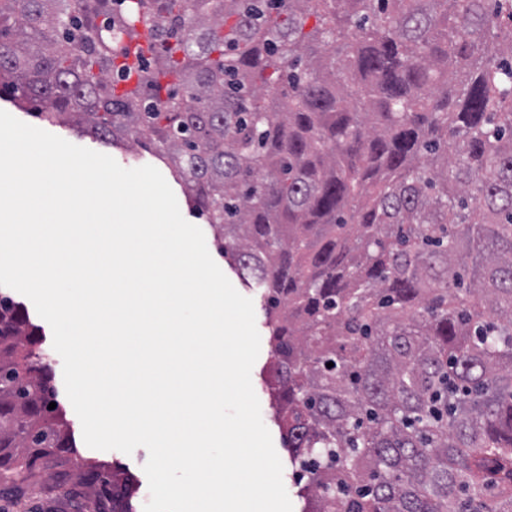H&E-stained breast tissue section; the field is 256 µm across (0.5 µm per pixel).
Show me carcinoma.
I'll use <instances>...</instances> for the list:
<instances>
[{"label":"carcinoma","mask_w":512,"mask_h":512,"mask_svg":"<svg viewBox=\"0 0 512 512\" xmlns=\"http://www.w3.org/2000/svg\"><path fill=\"white\" fill-rule=\"evenodd\" d=\"M2 88L213 224L307 512H512V0H0ZM38 336L1 294L0 478L67 461Z\"/></svg>","instance_id":"1"}]
</instances>
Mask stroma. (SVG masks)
I'll list each match as a JSON object with an SVG mask.
<instances>
[{"label":"stroma","instance_id":"1","mask_svg":"<svg viewBox=\"0 0 512 512\" xmlns=\"http://www.w3.org/2000/svg\"><path fill=\"white\" fill-rule=\"evenodd\" d=\"M49 131L75 145L109 155L125 168L153 166L157 163L151 150L137 143L129 142L125 147H114L90 136L78 135L65 125L50 126ZM180 211L185 220L202 229L213 260L221 266L223 273L236 290L253 302L256 327L260 335V353L252 368V385L260 402L263 422L271 433L274 447L283 464V482L291 500L293 512H303L304 501L299 497L296 486L299 475L291 462L290 452L275 421V410L263 384V373L270 359V345L261 295L257 288L251 286L226 265L217 247L214 228L208 223L206 217L192 211L185 203L181 204ZM12 298L24 308L31 323L41 330V348L45 354H48L54 372L55 402L67 424L72 450L67 464L54 469L34 467L27 481L11 484L7 491L1 492L0 512H93V498L86 494L84 487L79 483L80 475L90 471H96L105 476L115 473L119 477L129 479L134 486L132 498L134 510L142 512L149 499L148 481L143 471V466L148 459L147 449L139 447L128 455L117 450H95L85 444L81 422L65 392L63 362L53 349L51 328L37 314L27 297L16 292L13 293Z\"/></svg>","mask_w":512,"mask_h":512}]
</instances>
